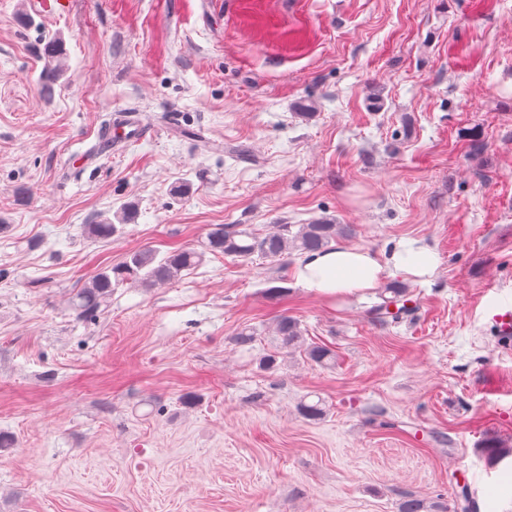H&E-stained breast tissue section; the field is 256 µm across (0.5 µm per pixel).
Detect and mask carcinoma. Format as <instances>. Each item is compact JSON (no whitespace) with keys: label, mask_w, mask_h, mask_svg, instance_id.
Wrapping results in <instances>:
<instances>
[{"label":"carcinoma","mask_w":512,"mask_h":512,"mask_svg":"<svg viewBox=\"0 0 512 512\" xmlns=\"http://www.w3.org/2000/svg\"><path fill=\"white\" fill-rule=\"evenodd\" d=\"M125 218L119 223L106 221L91 224L89 234L99 238H110L123 232ZM351 229L346 224H331L319 221L313 224H276L274 230L257 235L238 224H216L208 234L204 251L180 249L163 257L152 249L145 248L130 253L125 260L105 271L96 274L87 286L82 288L73 301V309L78 318L93 315L101 303L112 294V286L124 282H135L144 286L168 284L179 280L182 273L194 269L201 262L204 252L242 258L253 257L282 261L293 252L310 254L322 251L338 236H347ZM405 287L391 284L379 294L381 303L373 308V314L382 322H396L409 315L412 308L405 300ZM271 343L280 349L304 348L306 359L314 364L326 365L333 360L332 351L324 345L304 344L300 323L289 316L279 317L273 327ZM489 463L498 465L512 458V447L506 444H493L485 448ZM400 512H448L447 505L441 502H427L416 497H408L401 503Z\"/></svg>","instance_id":"cac0c4a2"}]
</instances>
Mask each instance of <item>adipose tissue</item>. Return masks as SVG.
<instances>
[{
  "mask_svg": "<svg viewBox=\"0 0 512 512\" xmlns=\"http://www.w3.org/2000/svg\"><path fill=\"white\" fill-rule=\"evenodd\" d=\"M390 264L406 276L423 278L433 275L437 259L425 246H408L387 263L369 251L338 245L306 255L296 268V280L322 298H350L378 288Z\"/></svg>",
  "mask_w": 512,
  "mask_h": 512,
  "instance_id": "obj_1",
  "label": "adipose tissue"
}]
</instances>
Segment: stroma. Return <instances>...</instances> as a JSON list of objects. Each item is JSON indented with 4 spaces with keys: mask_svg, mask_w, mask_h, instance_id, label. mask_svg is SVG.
Wrapping results in <instances>:
<instances>
[{
    "mask_svg": "<svg viewBox=\"0 0 512 512\" xmlns=\"http://www.w3.org/2000/svg\"><path fill=\"white\" fill-rule=\"evenodd\" d=\"M129 114L145 136L99 150ZM320 217L436 253L385 278L411 314L307 291L295 254L71 306L130 251ZM510 303L512 0H0V512H512L485 455L512 446ZM282 313L335 361L275 351ZM405 292L404 286L395 283L389 285L379 294L382 302L374 306L373 314L384 323L388 322L389 318L392 322H397L404 316H408L412 308L408 306L407 299H403ZM387 293L391 296H386Z\"/></svg>",
    "mask_w": 512,
    "mask_h": 512,
    "instance_id": "obj_1",
    "label": "stroma"
}]
</instances>
